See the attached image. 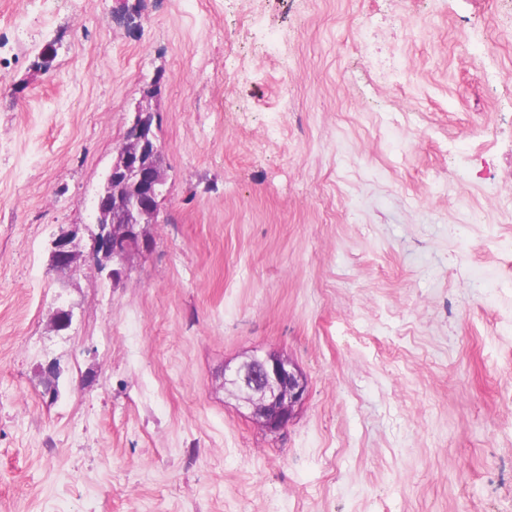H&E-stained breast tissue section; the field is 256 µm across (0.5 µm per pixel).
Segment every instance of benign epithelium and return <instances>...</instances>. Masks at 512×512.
Segmentation results:
<instances>
[{"mask_svg":"<svg viewBox=\"0 0 512 512\" xmlns=\"http://www.w3.org/2000/svg\"><path fill=\"white\" fill-rule=\"evenodd\" d=\"M167 193L164 151L153 130V113L137 107L126 141L106 174L94 200L95 251L112 262L119 277L129 250L148 247L146 226L156 223L160 201ZM80 250L74 230L52 240L51 267L77 269ZM224 391L248 410L249 418L269 434L285 430L304 405L309 380L288 356L276 350L255 353L239 366L224 365Z\"/></svg>","mask_w":512,"mask_h":512,"instance_id":"obj_1","label":"benign epithelium"}]
</instances>
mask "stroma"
<instances>
[{
  "mask_svg": "<svg viewBox=\"0 0 512 512\" xmlns=\"http://www.w3.org/2000/svg\"><path fill=\"white\" fill-rule=\"evenodd\" d=\"M139 106L168 194L115 283ZM268 349L276 435L224 392ZM0 512H512V0H0ZM134 113L125 145L94 200L95 251L102 261H112V278L123 273L130 249L148 247L146 226L156 223L168 190L164 151L153 130L154 113L140 106ZM51 267L57 272L77 269L81 256L75 230H61L52 240ZM224 392H231L241 402L258 427L277 434L304 405L309 380L288 356L269 350L251 355L235 368L225 365Z\"/></svg>",
  "mask_w": 512,
  "mask_h": 512,
  "instance_id": "obj_1",
  "label": "stroma"
}]
</instances>
